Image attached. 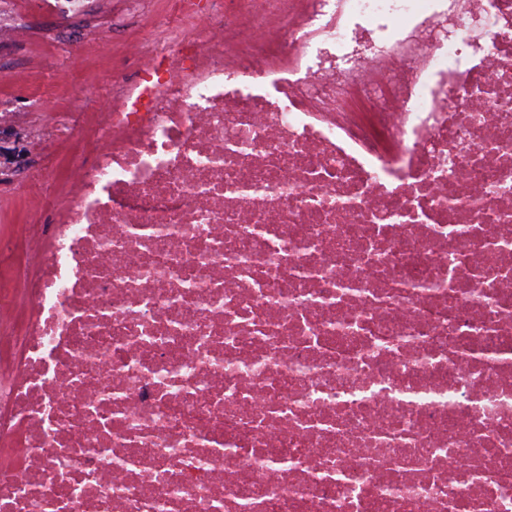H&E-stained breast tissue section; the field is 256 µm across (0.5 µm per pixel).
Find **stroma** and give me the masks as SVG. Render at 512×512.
<instances>
[{
  "label": "stroma",
  "instance_id": "obj_1",
  "mask_svg": "<svg viewBox=\"0 0 512 512\" xmlns=\"http://www.w3.org/2000/svg\"><path fill=\"white\" fill-rule=\"evenodd\" d=\"M43 0H0V19L8 23V44L0 46V104L11 107L14 125L0 130V242L21 234L33 203L14 177L17 161L29 172L51 167L67 171L80 153L83 130L71 115L101 109V90L114 71L126 67L125 44L151 26L164 0H96L89 17L76 22L77 36L61 34L57 18L44 11ZM82 81L78 102L67 103L38 87L61 71Z\"/></svg>",
  "mask_w": 512,
  "mask_h": 512
}]
</instances>
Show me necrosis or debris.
<instances>
[{
    "label": "necrosis or debris",
    "mask_w": 512,
    "mask_h": 512,
    "mask_svg": "<svg viewBox=\"0 0 512 512\" xmlns=\"http://www.w3.org/2000/svg\"><path fill=\"white\" fill-rule=\"evenodd\" d=\"M166 0L0 265V512H512V0Z\"/></svg>",
    "instance_id": "1"
}]
</instances>
